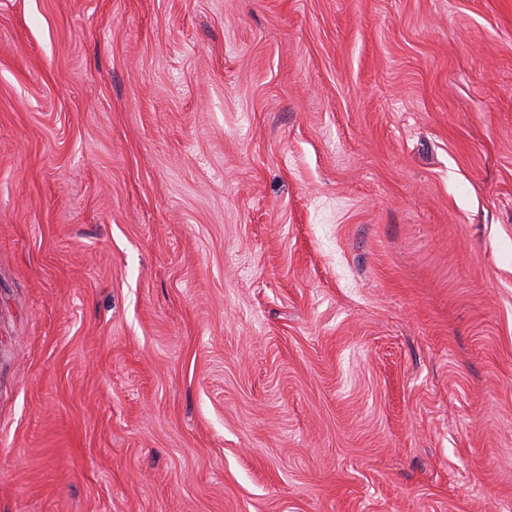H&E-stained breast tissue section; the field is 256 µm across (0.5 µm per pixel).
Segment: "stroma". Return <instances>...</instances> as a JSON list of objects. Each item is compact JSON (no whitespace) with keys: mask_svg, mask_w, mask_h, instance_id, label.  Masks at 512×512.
<instances>
[{"mask_svg":"<svg viewBox=\"0 0 512 512\" xmlns=\"http://www.w3.org/2000/svg\"><path fill=\"white\" fill-rule=\"evenodd\" d=\"M0 512H512V0H0Z\"/></svg>","mask_w":512,"mask_h":512,"instance_id":"1","label":"stroma"}]
</instances>
